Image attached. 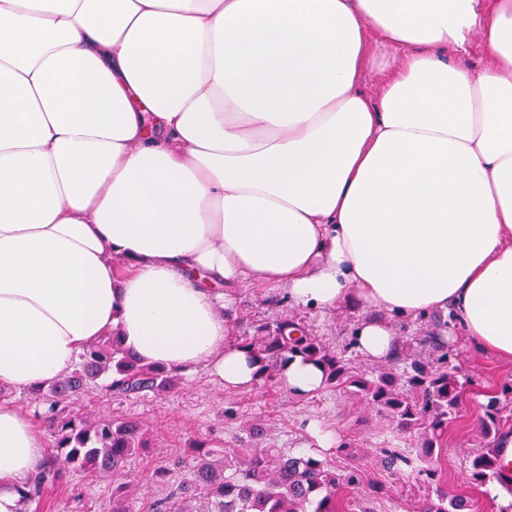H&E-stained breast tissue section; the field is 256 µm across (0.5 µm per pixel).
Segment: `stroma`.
Returning <instances> with one entry per match:
<instances>
[{
  "mask_svg": "<svg viewBox=\"0 0 512 512\" xmlns=\"http://www.w3.org/2000/svg\"><path fill=\"white\" fill-rule=\"evenodd\" d=\"M366 314V309L357 305L330 312L300 308L289 301L284 290L245 286L236 297L231 335L250 336L258 325L288 317L349 359L357 371L368 373L377 370V363L365 360L349 343L355 324ZM451 322V314L435 310L410 322L395 323L396 341L411 344L433 363L438 354L424 345L423 339L433 332L444 336L448 364L465 385V402L436 450L442 483L449 493L471 498L475 512H512V491L498 488L496 479L476 488L463 482L471 458L484 445L481 420L487 397L503 386H512V366L478 352ZM75 410L91 416L133 418L148 428V447L128 460L122 476L141 503L163 498L170 486L182 479V462L203 451L237 458L247 457L257 448L305 454L310 441L307 426L313 421L337 438L336 445L318 451V459L338 470H357L361 476L358 490L345 493V500H359L362 492L378 484L384 492L371 497L373 512H406L407 506L421 505L429 494L428 487L414 475L387 469L379 452L387 440L393 447L422 454L421 432L398 431L388 418L345 390L330 386L305 399L294 397L275 379L227 392L200 365L180 375L177 388L160 395H116L107 390L104 381H97L83 392ZM254 422L265 428L263 436L256 439L247 432ZM114 486L112 480L95 479L70 468L59 481L47 483L39 498L23 506L22 512H109Z\"/></svg>",
  "mask_w": 512,
  "mask_h": 512,
  "instance_id": "stroma-1",
  "label": "stroma"
}]
</instances>
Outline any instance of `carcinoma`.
Here are the masks:
<instances>
[{
	"instance_id": "obj_1",
	"label": "carcinoma",
	"mask_w": 512,
	"mask_h": 512,
	"mask_svg": "<svg viewBox=\"0 0 512 512\" xmlns=\"http://www.w3.org/2000/svg\"><path fill=\"white\" fill-rule=\"evenodd\" d=\"M244 342L258 358L264 378L273 377L288 354L300 353L323 366L327 384L345 389L401 429L432 431L423 443L424 457L386 443L380 448L384 462L395 473L408 470L435 486V497L425 499L419 512H470L466 498L451 495L442 486L438 459L432 452L462 406L463 386L454 372H439L399 350L392 362L402 366L401 373L385 368L371 376L359 374L318 337L288 319L259 326L257 335ZM103 376L110 378L107 389L122 395L166 393L177 386L178 378L132 356L112 335L83 350L72 371L35 391L44 399L41 417L51 426L54 458L61 457L63 464L93 477L115 478L130 456L145 446L146 430L133 419L72 413L74 401ZM499 403L496 396L488 401L483 422L488 443L471 460L465 474L469 484H481L490 476L500 478L497 444L504 423ZM359 485L355 470L338 473L311 456H290L271 448H257L243 460L207 453L188 464L183 481L165 500L151 505L150 512H196L193 503L199 498L207 500L202 512H339L340 494ZM127 488L125 484L112 492V512H136V501Z\"/></svg>"
}]
</instances>
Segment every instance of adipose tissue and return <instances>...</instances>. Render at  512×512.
Instances as JSON below:
<instances>
[{
	"label": "adipose tissue",
	"mask_w": 512,
	"mask_h": 512,
	"mask_svg": "<svg viewBox=\"0 0 512 512\" xmlns=\"http://www.w3.org/2000/svg\"><path fill=\"white\" fill-rule=\"evenodd\" d=\"M245 285L377 310L372 361L444 310L512 364V0H0V390L114 332L250 388L218 312ZM277 376L327 385L298 353ZM45 452L0 403V512Z\"/></svg>",
	"instance_id": "1"
}]
</instances>
